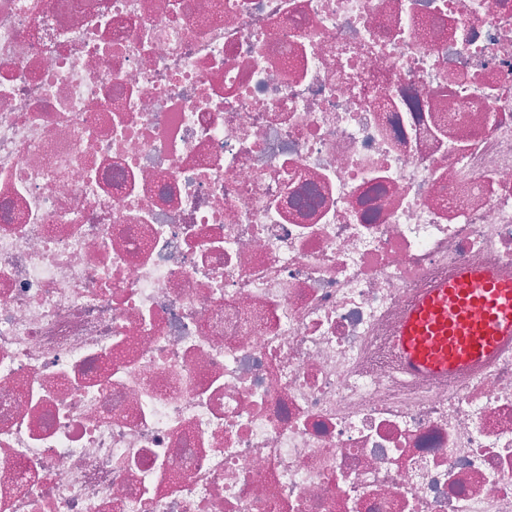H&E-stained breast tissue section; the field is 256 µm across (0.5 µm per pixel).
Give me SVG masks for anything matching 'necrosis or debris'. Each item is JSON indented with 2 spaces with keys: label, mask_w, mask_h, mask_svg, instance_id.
<instances>
[{
  "label": "necrosis or debris",
  "mask_w": 512,
  "mask_h": 512,
  "mask_svg": "<svg viewBox=\"0 0 512 512\" xmlns=\"http://www.w3.org/2000/svg\"><path fill=\"white\" fill-rule=\"evenodd\" d=\"M512 0H0V512H512ZM473 305L482 309L478 320L468 316ZM506 343H512V278L477 266L461 268L428 288L395 338L411 374H447L480 365Z\"/></svg>",
  "instance_id": "necrosis-or-debris-1"
}]
</instances>
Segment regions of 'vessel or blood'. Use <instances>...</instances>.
<instances>
[{"label":"vessel or blood","mask_w":512,"mask_h":512,"mask_svg":"<svg viewBox=\"0 0 512 512\" xmlns=\"http://www.w3.org/2000/svg\"><path fill=\"white\" fill-rule=\"evenodd\" d=\"M482 315L471 319L468 310ZM512 343V278L490 268L464 267L416 300L396 339L405 370L447 374L479 365Z\"/></svg>","instance_id":"vessel-or-blood-1"}]
</instances>
